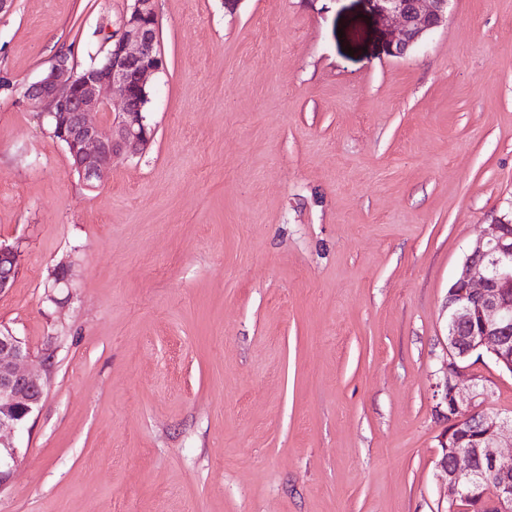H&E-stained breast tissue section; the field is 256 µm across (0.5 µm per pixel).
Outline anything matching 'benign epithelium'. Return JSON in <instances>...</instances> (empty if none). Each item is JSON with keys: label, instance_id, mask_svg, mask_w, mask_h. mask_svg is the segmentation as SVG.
Here are the masks:
<instances>
[{"label": "benign epithelium", "instance_id": "1", "mask_svg": "<svg viewBox=\"0 0 512 512\" xmlns=\"http://www.w3.org/2000/svg\"><path fill=\"white\" fill-rule=\"evenodd\" d=\"M449 0H379L393 17L398 56L422 43L448 15ZM155 0H132L119 32L104 58L79 71L57 58L44 76L27 85L22 99L49 135L64 145L71 171L95 189L120 155L138 154L151 142L148 121V79L165 69L158 46ZM121 109L112 111L113 97ZM95 112L112 113L103 126ZM19 273L16 248L0 244V293L12 287ZM446 359L435 383V397L446 406L448 426L441 436L438 467L446 488L440 512H478L493 495L496 512H512V454L497 451L512 436V416L486 406L488 386L470 374L472 357L489 355L512 374V221H500L468 249L465 261L448 289ZM30 358L25 341L0 327V489L6 484L18 450L12 436L40 407L44 384L26 372Z\"/></svg>", "mask_w": 512, "mask_h": 512}]
</instances>
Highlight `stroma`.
Segmentation results:
<instances>
[{
  "label": "stroma",
  "mask_w": 512,
  "mask_h": 512,
  "mask_svg": "<svg viewBox=\"0 0 512 512\" xmlns=\"http://www.w3.org/2000/svg\"><path fill=\"white\" fill-rule=\"evenodd\" d=\"M130 5L0 16V325L45 382L0 512H438L444 303L512 216V0L403 57L377 0H156L153 141L90 190L20 91ZM19 273V255L16 248L0 244V293L12 287Z\"/></svg>",
  "instance_id": "1"
}]
</instances>
